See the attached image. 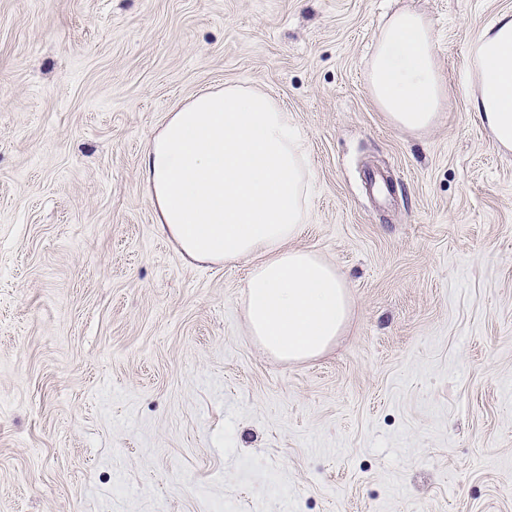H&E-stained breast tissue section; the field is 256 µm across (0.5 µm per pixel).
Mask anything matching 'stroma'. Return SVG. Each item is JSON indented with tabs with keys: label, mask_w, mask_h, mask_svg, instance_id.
Masks as SVG:
<instances>
[{
	"label": "stroma",
	"mask_w": 512,
	"mask_h": 512,
	"mask_svg": "<svg viewBox=\"0 0 512 512\" xmlns=\"http://www.w3.org/2000/svg\"><path fill=\"white\" fill-rule=\"evenodd\" d=\"M425 16L448 103L396 129L366 74ZM512 0H0V512H512V152L470 44ZM237 85L292 112L297 247L346 280L322 355L252 340L246 261L185 258L148 140Z\"/></svg>",
	"instance_id": "obj_1"
}]
</instances>
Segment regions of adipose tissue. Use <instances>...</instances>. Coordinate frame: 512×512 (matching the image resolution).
I'll return each mask as SVG.
<instances>
[{
    "label": "adipose tissue",
    "mask_w": 512,
    "mask_h": 512,
    "mask_svg": "<svg viewBox=\"0 0 512 512\" xmlns=\"http://www.w3.org/2000/svg\"><path fill=\"white\" fill-rule=\"evenodd\" d=\"M472 106L498 147L512 151V14L471 44ZM369 92L398 129L436 125L448 99L434 36L418 12L386 22L367 73ZM158 224L190 259L250 261L245 281L249 333L286 361L321 355L351 316L335 267L294 247L309 217L312 173L292 116L255 89L227 86L171 113L143 158Z\"/></svg>",
    "instance_id": "obj_1"
}]
</instances>
